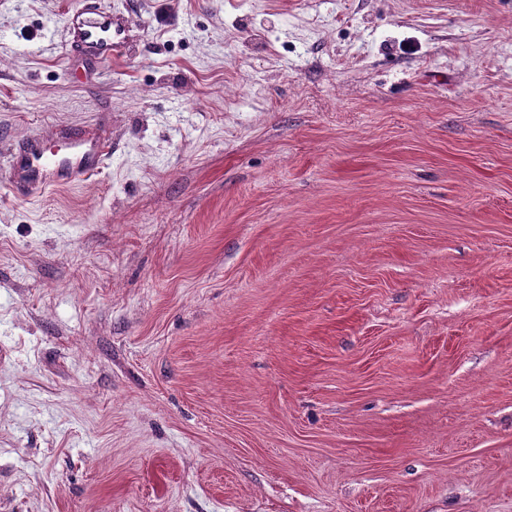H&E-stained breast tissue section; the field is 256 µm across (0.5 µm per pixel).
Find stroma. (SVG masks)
<instances>
[{
  "instance_id": "35a3bbf8",
  "label": "stroma",
  "mask_w": 512,
  "mask_h": 512,
  "mask_svg": "<svg viewBox=\"0 0 512 512\" xmlns=\"http://www.w3.org/2000/svg\"><path fill=\"white\" fill-rule=\"evenodd\" d=\"M0 0V512H512V0ZM66 24L73 43L98 59L112 60L126 51L127 19L97 6L96 1L86 0L82 11L70 15ZM58 143L59 148L52 149ZM112 158V142L84 133L30 135L15 146L8 165L1 171L28 199L46 190L84 182L96 176Z\"/></svg>"
}]
</instances>
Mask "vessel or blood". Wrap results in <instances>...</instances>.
Listing matches in <instances>:
<instances>
[{
    "mask_svg": "<svg viewBox=\"0 0 512 512\" xmlns=\"http://www.w3.org/2000/svg\"><path fill=\"white\" fill-rule=\"evenodd\" d=\"M66 24L73 43L96 58H117L126 50V18L99 7L96 0H85L82 11L70 15ZM111 157L112 143L102 137L35 134L18 142L0 177L33 199L48 189L96 176Z\"/></svg>",
    "mask_w": 512,
    "mask_h": 512,
    "instance_id": "vessel-or-blood-1",
    "label": "vessel or blood"
}]
</instances>
